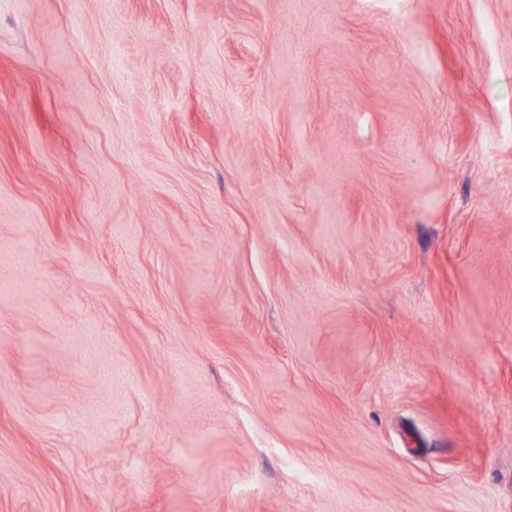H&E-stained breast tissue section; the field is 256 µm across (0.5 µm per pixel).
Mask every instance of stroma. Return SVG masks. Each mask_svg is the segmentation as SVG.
<instances>
[{
    "instance_id": "stroma-1",
    "label": "stroma",
    "mask_w": 512,
    "mask_h": 512,
    "mask_svg": "<svg viewBox=\"0 0 512 512\" xmlns=\"http://www.w3.org/2000/svg\"><path fill=\"white\" fill-rule=\"evenodd\" d=\"M0 512H512V0H0Z\"/></svg>"
}]
</instances>
